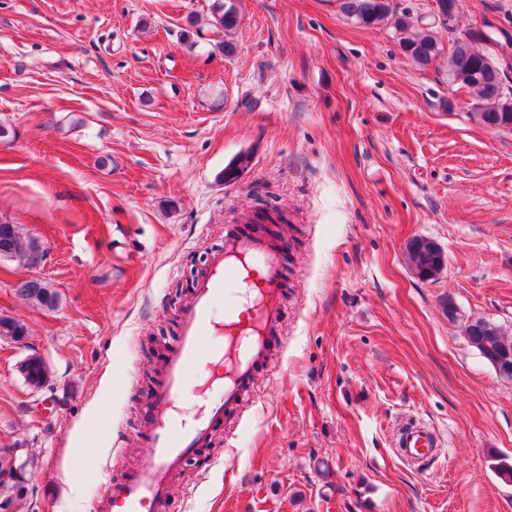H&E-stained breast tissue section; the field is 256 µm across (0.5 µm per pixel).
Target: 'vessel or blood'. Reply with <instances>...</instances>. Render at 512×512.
Here are the masks:
<instances>
[{"mask_svg":"<svg viewBox=\"0 0 512 512\" xmlns=\"http://www.w3.org/2000/svg\"><path fill=\"white\" fill-rule=\"evenodd\" d=\"M284 243L255 230L226 229L224 245L209 257L180 310L178 339L167 354L146 406L148 453L106 493L104 512H154L169 496L172 474L211 440L225 412L254 395L257 371L280 342L286 304ZM218 357L219 369L198 388L203 401L185 413L177 396L194 368ZM401 457L425 465L439 439L426 425L399 433Z\"/></svg>","mask_w":512,"mask_h":512,"instance_id":"obj_1","label":"vessel or blood"}]
</instances>
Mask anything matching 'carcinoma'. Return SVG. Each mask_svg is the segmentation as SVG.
I'll use <instances>...</instances> for the list:
<instances>
[{
    "mask_svg": "<svg viewBox=\"0 0 512 512\" xmlns=\"http://www.w3.org/2000/svg\"><path fill=\"white\" fill-rule=\"evenodd\" d=\"M441 17L413 18L399 14L392 0H340L341 12L356 24L364 27L387 23L402 34L399 45L402 52L420 66L426 67L446 56L448 81L470 91L473 99L472 114L482 124L499 130L512 131V94L504 91L500 72L489 54L478 48L491 38L470 30L444 47L439 31L448 30V16L455 0H437ZM215 26L228 33L236 30L241 21L239 0H215L213 6ZM251 165V156L240 153L224 167V181H236ZM0 255L12 257L29 268L44 259L45 250L34 237L25 235L15 224L0 222ZM406 258L410 270L420 279H431L443 270L442 262L421 249L417 239L409 241ZM16 294L29 304L42 310L58 307L59 293L50 283L28 279L18 283ZM28 335L27 326L18 319L0 315V336L14 338ZM468 342L495 369L497 374L512 380V337L501 328H488L470 324L466 327ZM24 377L28 384L40 388L47 382V372L39 358L27 361Z\"/></svg>",
    "mask_w": 512,
    "mask_h": 512,
    "instance_id": "1",
    "label": "carcinoma"
}]
</instances>
